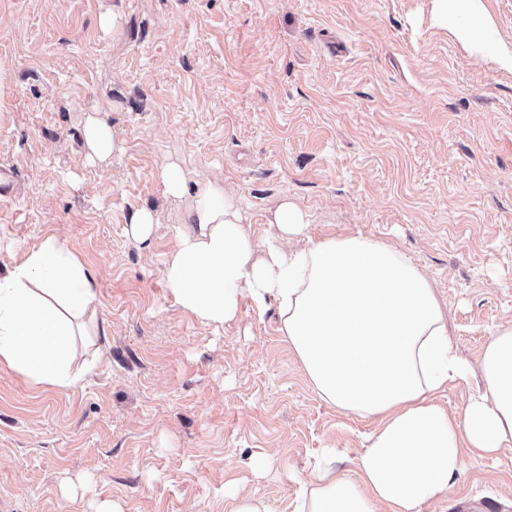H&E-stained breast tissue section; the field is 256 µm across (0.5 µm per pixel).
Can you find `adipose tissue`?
Masks as SVG:
<instances>
[{
  "label": "adipose tissue",
  "mask_w": 512,
  "mask_h": 512,
  "mask_svg": "<svg viewBox=\"0 0 512 512\" xmlns=\"http://www.w3.org/2000/svg\"><path fill=\"white\" fill-rule=\"evenodd\" d=\"M435 23L472 54L512 72V42L501 38L486 0H432ZM164 268L168 292L205 325L275 304L281 331L318 397L360 419L352 474L326 449L299 481L293 512H423L448 494L465 453L491 458L512 447V323L494 326L480 358L484 383L463 416L437 394L471 369L448 338V318L432 280L394 246L361 234L302 248L308 215L284 198L274 228L255 243L233 194L197 184ZM96 278L58 237L47 236L0 276V367L35 385L74 386L73 338L94 323Z\"/></svg>",
  "instance_id": "1"
}]
</instances>
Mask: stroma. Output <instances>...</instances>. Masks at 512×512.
Wrapping results in <instances>:
<instances>
[{
  "label": "stroma",
  "instance_id": "1",
  "mask_svg": "<svg viewBox=\"0 0 512 512\" xmlns=\"http://www.w3.org/2000/svg\"><path fill=\"white\" fill-rule=\"evenodd\" d=\"M121 23L102 30L101 15ZM119 147L86 160L89 115ZM181 167L186 192L164 194ZM262 242L282 198L318 241L360 233L425 272L478 367L512 321V73L431 22V0H0V276L48 235L98 279L105 339L80 382L0 369V512H225L235 487L292 512L323 449L354 469L369 423L321 401L275 307L201 324L163 279L197 183ZM157 222L133 240V210ZM270 468L257 473L255 458ZM512 512V449L468 457L446 500ZM160 180L165 194L181 197L184 192L185 180L180 167L170 163L164 166L160 173Z\"/></svg>",
  "mask_w": 512,
  "mask_h": 512
}]
</instances>
